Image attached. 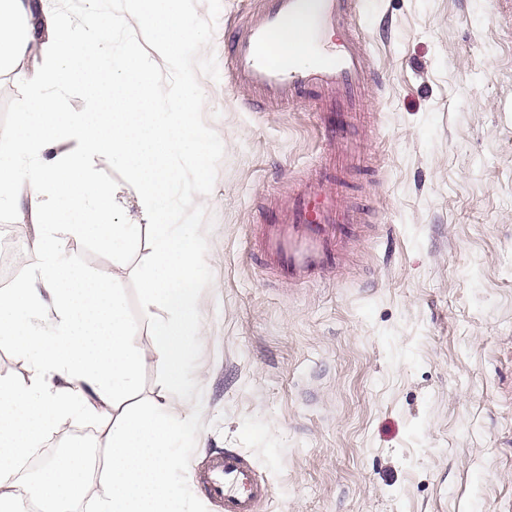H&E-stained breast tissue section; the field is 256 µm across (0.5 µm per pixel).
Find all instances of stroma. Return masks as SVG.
<instances>
[{"mask_svg": "<svg viewBox=\"0 0 512 512\" xmlns=\"http://www.w3.org/2000/svg\"><path fill=\"white\" fill-rule=\"evenodd\" d=\"M261 0H183L200 39L186 65L221 142L205 180L192 156L179 214L200 250L198 341L170 391L140 281L148 237L113 261L93 237L64 241L82 271L120 279L140 345L131 404L189 414L177 473L187 512H223L192 477L210 454L247 456L270 486L263 512H512V10L502 0H373L354 22L385 82L358 129L359 165L340 189L365 208L342 266L299 288L251 256L252 231L288 176L319 168L325 131L313 98L261 111L229 70V37ZM154 69L163 97L183 91L139 26L117 31ZM36 227L0 211V272L29 257Z\"/></svg>", "mask_w": 512, "mask_h": 512, "instance_id": "stroma-1", "label": "stroma"}]
</instances>
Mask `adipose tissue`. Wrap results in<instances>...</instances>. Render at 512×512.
Here are the masks:
<instances>
[{
	"instance_id": "adipose-tissue-1",
	"label": "adipose tissue",
	"mask_w": 512,
	"mask_h": 512,
	"mask_svg": "<svg viewBox=\"0 0 512 512\" xmlns=\"http://www.w3.org/2000/svg\"><path fill=\"white\" fill-rule=\"evenodd\" d=\"M81 21L46 15L43 0H0V74L23 84L16 126L0 128V210L29 217L37 228L33 276L0 290V336L30 361L27 379L0 377V512H19L15 475L59 422L77 413L98 417L106 454L92 474L83 447L46 462L37 479L42 512L93 499V512H183L175 473L188 436L189 416L154 403L128 410L136 389L138 343L124 318L120 281L76 276L61 256L63 237H97L113 253L149 234L153 265L142 279L147 306L172 312L153 322L155 349L171 391L185 394L182 360L197 327L192 283L198 243L173 221V188L181 172L175 154L190 153L206 175L218 150L199 122L205 99L185 72L184 91L163 113L150 64L113 44L115 28L135 19L155 35L167 63L185 62L194 39L181 21L179 0H133L131 17L112 13L105 0H87ZM37 62L19 63L28 54ZM87 90L84 111H59L56 95L73 82ZM121 162L130 183L102 182L90 156ZM139 211L121 219L123 192Z\"/></svg>"
}]
</instances>
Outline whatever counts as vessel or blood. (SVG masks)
I'll return each instance as SVG.
<instances>
[{"label": "vessel or blood", "mask_w": 512, "mask_h": 512, "mask_svg": "<svg viewBox=\"0 0 512 512\" xmlns=\"http://www.w3.org/2000/svg\"><path fill=\"white\" fill-rule=\"evenodd\" d=\"M366 7L365 0H262L230 41L234 82L256 95V107L307 93L316 98L320 120L331 132L324 162L340 171L361 154L362 142L351 132L367 87L381 80L366 61L353 22L354 13ZM300 19L307 22V60L273 54V38ZM355 221L354 209L322 179H298L289 185L287 200L270 199L263 222L253 229L254 245L266 270L303 285L341 260ZM195 482L224 512H260L270 492L255 464L229 449L209 456Z\"/></svg>", "instance_id": "1"}]
</instances>
